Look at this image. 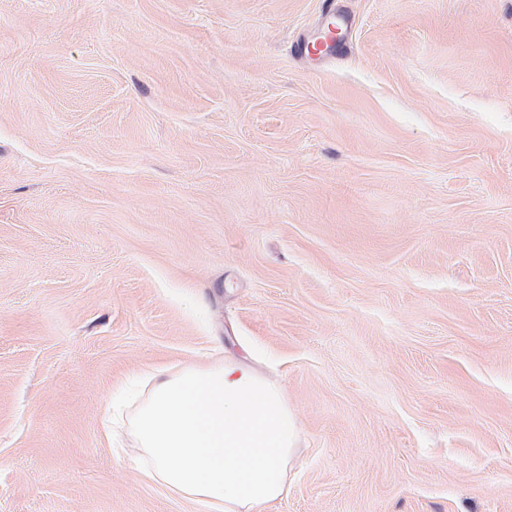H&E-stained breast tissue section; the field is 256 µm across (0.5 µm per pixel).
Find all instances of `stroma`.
<instances>
[{"mask_svg": "<svg viewBox=\"0 0 512 512\" xmlns=\"http://www.w3.org/2000/svg\"><path fill=\"white\" fill-rule=\"evenodd\" d=\"M0 0V512H197L116 460L230 355L271 512H512V0Z\"/></svg>", "mask_w": 512, "mask_h": 512, "instance_id": "1", "label": "stroma"}]
</instances>
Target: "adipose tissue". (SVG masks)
Segmentation results:
<instances>
[{
	"label": "adipose tissue",
	"mask_w": 512,
	"mask_h": 512,
	"mask_svg": "<svg viewBox=\"0 0 512 512\" xmlns=\"http://www.w3.org/2000/svg\"><path fill=\"white\" fill-rule=\"evenodd\" d=\"M152 381L133 423L144 481L198 512H264L287 494L296 425L283 391L236 359Z\"/></svg>",
	"instance_id": "obj_1"
}]
</instances>
